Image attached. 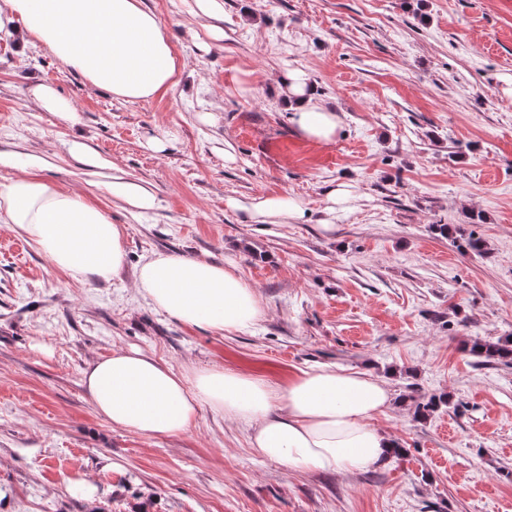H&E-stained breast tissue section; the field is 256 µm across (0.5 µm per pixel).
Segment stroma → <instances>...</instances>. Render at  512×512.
I'll return each mask as SVG.
<instances>
[{
	"mask_svg": "<svg viewBox=\"0 0 512 512\" xmlns=\"http://www.w3.org/2000/svg\"><path fill=\"white\" fill-rule=\"evenodd\" d=\"M144 5L182 63L153 100H116L45 47L20 60L0 42V154L44 159L45 178L119 224L125 252L116 278L74 283L0 223V512H512V366L465 349L512 336V0H224L216 20L195 0ZM288 68L340 115L328 147L295 134L275 82ZM35 79L74 120L30 105ZM116 175L155 208L106 192ZM268 196L303 219L253 216ZM469 233L487 254L456 247ZM154 253L233 268L262 317L218 332L158 311L135 286ZM130 348L274 387L312 366L368 372L393 391L373 423L404 453L296 472L206 405L176 437L112 428L83 372ZM434 394L448 407L415 419ZM76 474L95 504L68 490Z\"/></svg>",
	"mask_w": 512,
	"mask_h": 512,
	"instance_id": "1",
	"label": "stroma"
}]
</instances>
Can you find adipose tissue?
Segmentation results:
<instances>
[{"mask_svg": "<svg viewBox=\"0 0 512 512\" xmlns=\"http://www.w3.org/2000/svg\"><path fill=\"white\" fill-rule=\"evenodd\" d=\"M0 41L17 55L38 43L94 89L125 101L162 96L178 64L157 15L143 0H0ZM295 132L316 146L334 143L340 116L327 109L304 71L278 78ZM18 177L0 185V218L75 282L118 276L121 232L82 192L62 191L41 177L43 161L13 156ZM141 295L182 323L211 331H243L259 319L254 288L234 269L205 260L156 254L136 276ZM83 386L95 410L116 429L147 437L186 432L202 406L223 411L251 430L250 446L289 469L354 473L384 462L393 435L371 423L388 408L387 383L328 367L300 369L279 389L240 373L175 372L137 350L93 362Z\"/></svg>", "mask_w": 512, "mask_h": 512, "instance_id": "1", "label": "adipose tissue"}]
</instances>
